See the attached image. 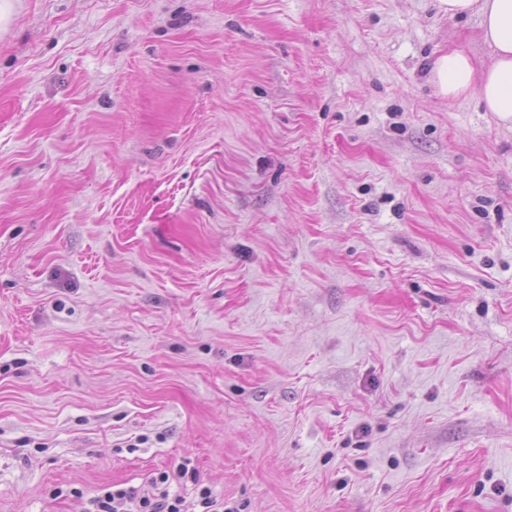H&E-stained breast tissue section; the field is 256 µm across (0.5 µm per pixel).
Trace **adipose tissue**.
Listing matches in <instances>:
<instances>
[{"mask_svg": "<svg viewBox=\"0 0 512 512\" xmlns=\"http://www.w3.org/2000/svg\"><path fill=\"white\" fill-rule=\"evenodd\" d=\"M448 16L480 18L483 37L492 51L488 67L477 68L471 57L452 50L434 60L430 75L445 97L476 95L485 111L512 121V0H438Z\"/></svg>", "mask_w": 512, "mask_h": 512, "instance_id": "ef3b65f1", "label": "adipose tissue"}]
</instances>
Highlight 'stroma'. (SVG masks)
<instances>
[{
  "label": "stroma",
  "instance_id": "obj_1",
  "mask_svg": "<svg viewBox=\"0 0 512 512\" xmlns=\"http://www.w3.org/2000/svg\"><path fill=\"white\" fill-rule=\"evenodd\" d=\"M447 50L491 61L436 0H20L0 512L185 458L239 512H512V122Z\"/></svg>",
  "mask_w": 512,
  "mask_h": 512
}]
</instances>
